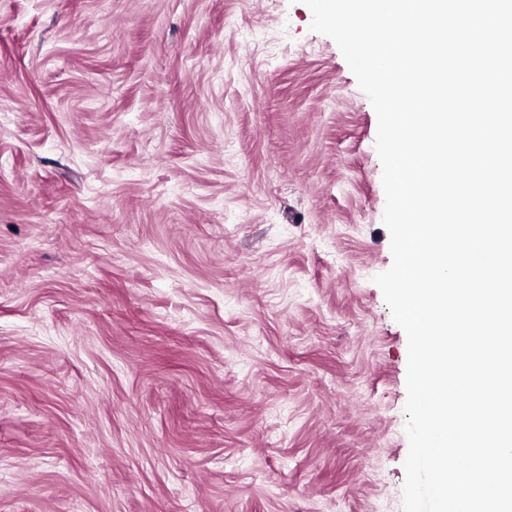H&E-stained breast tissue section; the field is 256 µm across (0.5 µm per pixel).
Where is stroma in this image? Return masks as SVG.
<instances>
[{
    "mask_svg": "<svg viewBox=\"0 0 512 512\" xmlns=\"http://www.w3.org/2000/svg\"><path fill=\"white\" fill-rule=\"evenodd\" d=\"M300 0H0V512H403L377 117Z\"/></svg>",
    "mask_w": 512,
    "mask_h": 512,
    "instance_id": "35a3bbf8",
    "label": "stroma"
}]
</instances>
